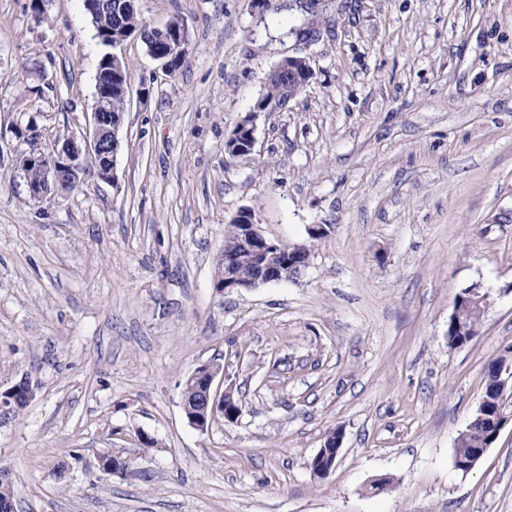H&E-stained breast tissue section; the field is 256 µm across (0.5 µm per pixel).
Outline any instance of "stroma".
Here are the masks:
<instances>
[{
    "label": "stroma",
    "mask_w": 512,
    "mask_h": 512,
    "mask_svg": "<svg viewBox=\"0 0 512 512\" xmlns=\"http://www.w3.org/2000/svg\"><path fill=\"white\" fill-rule=\"evenodd\" d=\"M284 2L138 0L150 26L183 23L187 56L172 72L125 42L115 181L38 203L16 130L36 118L46 151L83 134L106 48L84 0L39 17L0 0V389L35 388L0 421L15 512H512V421L454 465L486 365L512 348V0ZM310 23L309 83L255 113L251 154H225ZM246 208L310 265L221 294L224 230ZM474 285L493 301L449 347ZM204 363L241 413L201 432L182 389ZM106 453L130 472L100 471ZM341 434L338 435L335 446L327 447L323 446L322 448H336L333 452L320 450L317 456L311 461L310 468L315 476L325 477L329 475L332 468L335 465L336 457L338 454L339 447L341 445Z\"/></svg>",
    "instance_id": "stroma-1"
}]
</instances>
